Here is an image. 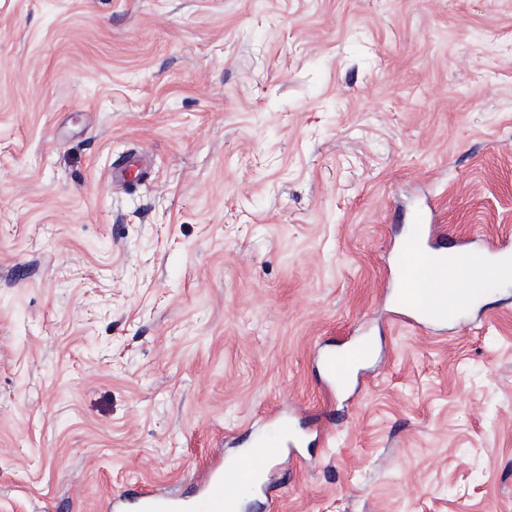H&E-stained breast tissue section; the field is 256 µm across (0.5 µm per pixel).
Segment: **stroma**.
<instances>
[{
	"label": "stroma",
	"mask_w": 512,
	"mask_h": 512,
	"mask_svg": "<svg viewBox=\"0 0 512 512\" xmlns=\"http://www.w3.org/2000/svg\"><path fill=\"white\" fill-rule=\"evenodd\" d=\"M430 199L512 233V0H0V512L192 492L274 413L261 512H512V279L392 323ZM320 364L323 372L328 376L335 388L336 382H343L350 374L348 363L336 360V351L334 350H324L320 355Z\"/></svg>",
	"instance_id": "1"
}]
</instances>
